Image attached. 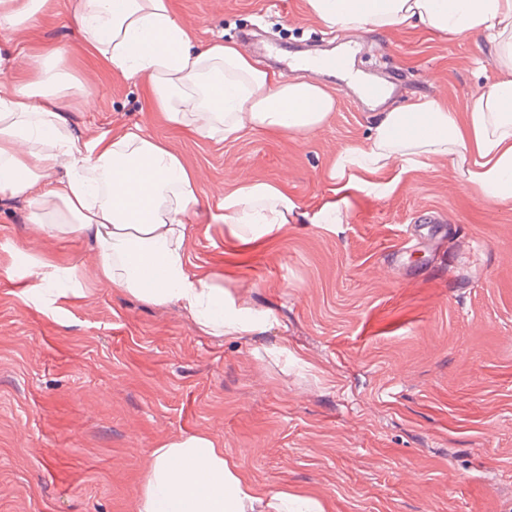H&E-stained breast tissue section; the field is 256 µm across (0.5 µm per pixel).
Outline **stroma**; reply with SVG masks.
<instances>
[{"instance_id":"obj_1","label":"stroma","mask_w":512,"mask_h":512,"mask_svg":"<svg viewBox=\"0 0 512 512\" xmlns=\"http://www.w3.org/2000/svg\"><path fill=\"white\" fill-rule=\"evenodd\" d=\"M53 0L0 38V83L58 45L57 71L90 91L65 124L78 142L130 127L165 142L199 179L187 224L191 270L272 325L213 336L173 303L101 282L87 237L31 223L24 196H0V512H135L160 443L210 435L255 482L327 501L333 512H512V203L476 195L435 159L391 191H352L344 223H308L331 197L329 171L364 145L376 113L339 79L320 129L226 142L171 127L147 80L86 50ZM195 40L331 50L342 37L307 0H170ZM358 69L400 75L406 99L438 84L455 112L503 73L476 37L400 26L357 39ZM244 180L285 186L299 213L252 246L213 215ZM64 268L51 297L39 267Z\"/></svg>"}]
</instances>
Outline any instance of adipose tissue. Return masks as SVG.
Here are the masks:
<instances>
[{
	"label": "adipose tissue",
	"mask_w": 512,
	"mask_h": 512,
	"mask_svg": "<svg viewBox=\"0 0 512 512\" xmlns=\"http://www.w3.org/2000/svg\"><path fill=\"white\" fill-rule=\"evenodd\" d=\"M337 32L360 35L420 25L477 36L512 71V0H307ZM71 24L112 69L147 76L152 106L173 125L234 141L248 132L308 134L336 108L333 89L274 77L232 44H194L168 0H80ZM63 49L35 58L32 73L0 85V195H25L30 220L86 235L96 274L155 304L176 303L213 335L266 331L227 289L188 267L185 219L200 202L199 180L161 140L133 128L80 144L64 127L83 87L54 73ZM461 166L483 198L512 202V78L493 83L464 114L416 99L380 113L368 142L340 151L330 171L341 191L389 189L399 172L434 159ZM217 221L242 241L278 236L296 205L279 184L245 181L225 194ZM137 512H329L320 501L272 492L247 477L206 434L163 442L152 452Z\"/></svg>",
	"instance_id": "ef3b65f1"
}]
</instances>
